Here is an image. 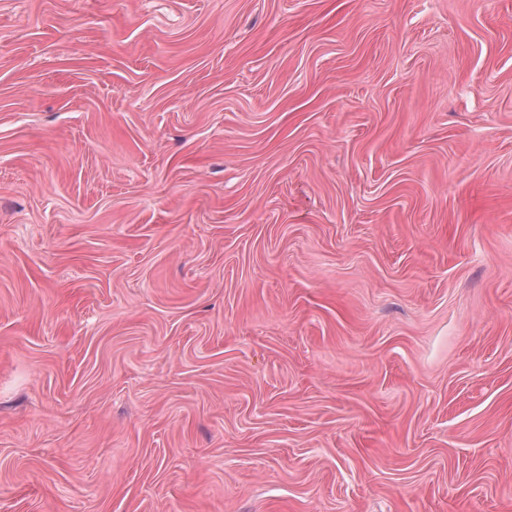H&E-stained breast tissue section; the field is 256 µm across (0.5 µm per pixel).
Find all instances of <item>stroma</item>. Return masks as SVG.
<instances>
[{"label": "stroma", "instance_id": "35a3bbf8", "mask_svg": "<svg viewBox=\"0 0 512 512\" xmlns=\"http://www.w3.org/2000/svg\"><path fill=\"white\" fill-rule=\"evenodd\" d=\"M0 512H512V0H0Z\"/></svg>", "mask_w": 512, "mask_h": 512}]
</instances>
